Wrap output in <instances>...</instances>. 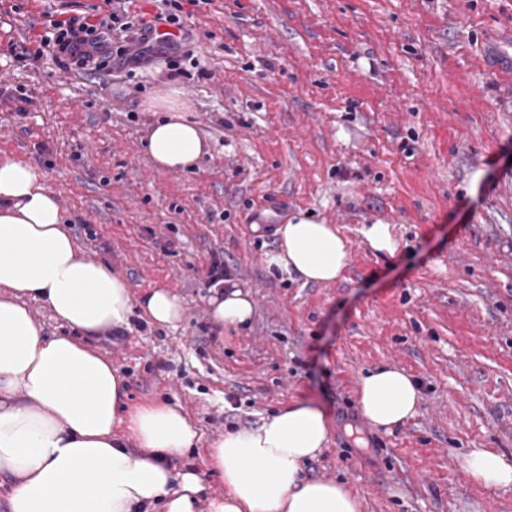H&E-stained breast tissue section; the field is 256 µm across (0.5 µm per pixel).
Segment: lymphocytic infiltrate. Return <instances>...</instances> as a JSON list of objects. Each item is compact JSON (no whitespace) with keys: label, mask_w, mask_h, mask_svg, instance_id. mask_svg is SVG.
I'll use <instances>...</instances> for the list:
<instances>
[{"label":"lymphocytic infiltrate","mask_w":512,"mask_h":512,"mask_svg":"<svg viewBox=\"0 0 512 512\" xmlns=\"http://www.w3.org/2000/svg\"><path fill=\"white\" fill-rule=\"evenodd\" d=\"M153 18L130 15L124 0H110L102 14L75 13L64 19H52L35 33L37 49L20 46L18 54L39 60L44 54L67 68L111 76L114 68L138 67L149 61L151 40L160 25L181 28L186 7L202 9L212 0H153Z\"/></svg>","instance_id":"lymphocytic-infiltrate-1"}]
</instances>
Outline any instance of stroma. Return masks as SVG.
Listing matches in <instances>:
<instances>
[{
    "label": "stroma",
    "instance_id": "obj_1",
    "mask_svg": "<svg viewBox=\"0 0 512 512\" xmlns=\"http://www.w3.org/2000/svg\"><path fill=\"white\" fill-rule=\"evenodd\" d=\"M103 0H0V157L28 161L87 260L137 293L171 289L174 327L134 310L89 345L120 368L127 402L179 405L202 444L296 401L332 425L309 479L345 483L363 512H512L465 456H512V0H213L186 17L193 59L134 79L20 61L30 23ZM210 144L194 167L158 169L147 102L168 82ZM350 246L337 281L271 274L273 226L298 213ZM391 225L395 255L363 225ZM249 292L236 330L213 324L212 253ZM403 369L417 414L385 431L358 404L362 371Z\"/></svg>",
    "mask_w": 512,
    "mask_h": 512
}]
</instances>
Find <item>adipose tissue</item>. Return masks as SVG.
Wrapping results in <instances>:
<instances>
[{
	"instance_id": "obj_1",
	"label": "adipose tissue",
	"mask_w": 512,
	"mask_h": 512,
	"mask_svg": "<svg viewBox=\"0 0 512 512\" xmlns=\"http://www.w3.org/2000/svg\"><path fill=\"white\" fill-rule=\"evenodd\" d=\"M166 116L151 128L156 165L181 170L207 146L182 115L178 89L156 102ZM265 261L306 284L341 278L350 262L336 227L297 214L276 229ZM41 300L70 333L47 336L26 306ZM161 325L184 315L167 288L137 295L103 262L79 258L57 199L22 159H0V475L8 512H360L361 500L335 481L302 478L330 443L327 414L300 401L253 429L212 441L203 470L177 461L199 441L180 407L165 402L126 406L127 379L86 344V337L125 329L135 307ZM212 320L247 324L253 302L231 279L209 298ZM411 376L390 367L359 379V404L386 430L417 412ZM472 479L512 490V457L477 448L465 458ZM222 490L207 494L209 480Z\"/></svg>"
}]
</instances>
